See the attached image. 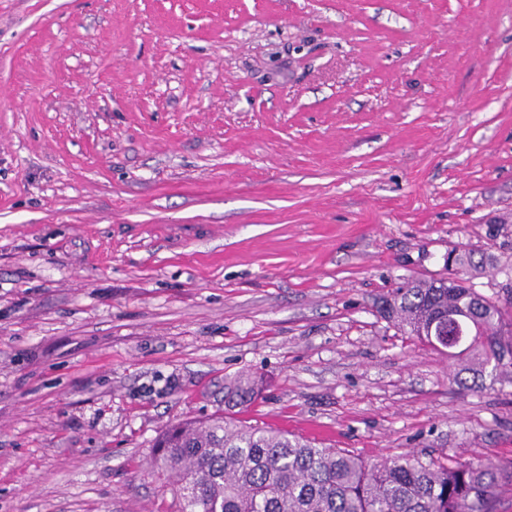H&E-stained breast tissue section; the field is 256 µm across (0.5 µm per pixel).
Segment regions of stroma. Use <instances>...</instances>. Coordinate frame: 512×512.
Segmentation results:
<instances>
[{
    "label": "stroma",
    "instance_id": "obj_1",
    "mask_svg": "<svg viewBox=\"0 0 512 512\" xmlns=\"http://www.w3.org/2000/svg\"><path fill=\"white\" fill-rule=\"evenodd\" d=\"M512 0H0V512H176L224 408L368 461L512 460V386L383 311L512 281ZM259 395V381L249 372H240L224 380V407L244 409Z\"/></svg>",
    "mask_w": 512,
    "mask_h": 512
}]
</instances>
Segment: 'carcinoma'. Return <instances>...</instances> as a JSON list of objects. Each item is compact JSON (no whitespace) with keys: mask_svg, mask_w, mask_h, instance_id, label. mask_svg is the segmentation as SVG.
<instances>
[{"mask_svg":"<svg viewBox=\"0 0 512 512\" xmlns=\"http://www.w3.org/2000/svg\"><path fill=\"white\" fill-rule=\"evenodd\" d=\"M454 276L396 289L388 317L433 347L448 348L430 325L463 316V334L449 340L473 352L472 379L453 382L475 390L486 370L512 384V299L479 295L464 275L477 268L473 254L448 258ZM259 395L249 372L224 380V407L244 409ZM153 472L178 503L177 512H498L512 491V461L474 465L423 461L400 454L368 462L341 448L286 432L254 427L225 415L163 431Z\"/></svg>","mask_w":512,"mask_h":512,"instance_id":"obj_1","label":"carcinoma"}]
</instances>
